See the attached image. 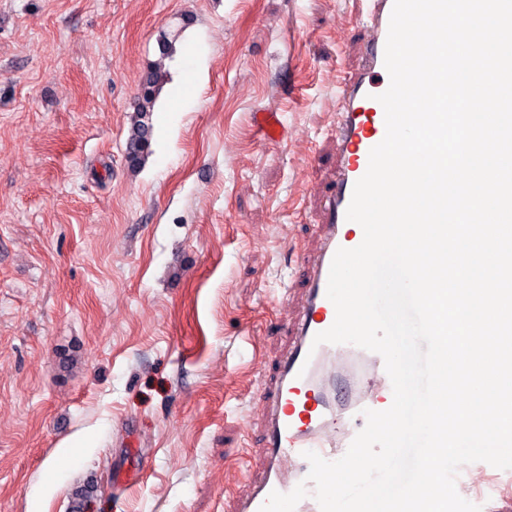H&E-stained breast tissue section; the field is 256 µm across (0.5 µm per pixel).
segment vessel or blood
I'll use <instances>...</instances> for the list:
<instances>
[{
	"mask_svg": "<svg viewBox=\"0 0 512 512\" xmlns=\"http://www.w3.org/2000/svg\"><path fill=\"white\" fill-rule=\"evenodd\" d=\"M366 30L358 66L336 81L341 108L333 129L336 170L323 206L318 243L304 257L306 286L288 324L289 341L274 376L261 364L255 396L261 405L262 452L250 460L248 489L232 512H259L271 492H291L308 475L304 451L324 459L342 457L364 427L365 410L383 411L393 389L379 354L352 344H314L331 327L336 310L326 295L329 270L338 249L357 247L361 226L346 218L353 188L367 171L370 150L386 132L378 94L389 86L384 50L393 0H358Z\"/></svg>",
	"mask_w": 512,
	"mask_h": 512,
	"instance_id": "b4317fda",
	"label": "vessel or blood"
}]
</instances>
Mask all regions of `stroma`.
<instances>
[{"instance_id":"35a3bbf8","label":"stroma","mask_w":512,"mask_h":512,"mask_svg":"<svg viewBox=\"0 0 512 512\" xmlns=\"http://www.w3.org/2000/svg\"><path fill=\"white\" fill-rule=\"evenodd\" d=\"M362 42L352 0H0V512H225L243 490L244 339L272 369ZM146 79L140 88L136 110L138 119L130 129L127 139V153L130 162L133 165H139L148 153L150 147L151 126L147 118L153 107L155 92L165 78V72L162 69V63L154 62L149 65L146 72Z\"/></svg>"}]
</instances>
